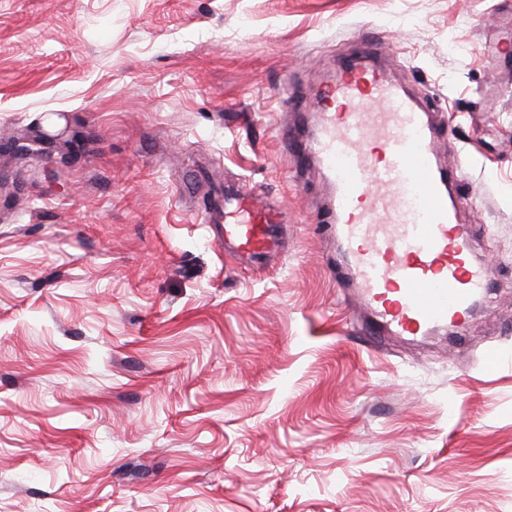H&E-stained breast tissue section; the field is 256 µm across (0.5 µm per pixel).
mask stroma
Returning a JSON list of instances; mask_svg holds the SVG:
<instances>
[{
  "mask_svg": "<svg viewBox=\"0 0 512 512\" xmlns=\"http://www.w3.org/2000/svg\"><path fill=\"white\" fill-rule=\"evenodd\" d=\"M368 37L489 281L374 346L280 139ZM0 174V512H512V0H0ZM226 184L282 207L269 266ZM281 209L253 190L236 188L224 197V252L261 267L279 248Z\"/></svg>",
  "mask_w": 512,
  "mask_h": 512,
  "instance_id": "obj_1",
  "label": "stroma"
}]
</instances>
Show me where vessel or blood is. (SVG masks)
Instances as JSON below:
<instances>
[{
    "label": "vessel or blood",
    "instance_id": "obj_1",
    "mask_svg": "<svg viewBox=\"0 0 512 512\" xmlns=\"http://www.w3.org/2000/svg\"><path fill=\"white\" fill-rule=\"evenodd\" d=\"M318 101L319 131L286 136L296 167L317 164L368 335L413 336L461 317L488 285L457 221L452 173L439 165L423 112L362 42ZM282 239L281 209L251 190L224 198V252L263 266Z\"/></svg>",
    "mask_w": 512,
    "mask_h": 512
}]
</instances>
